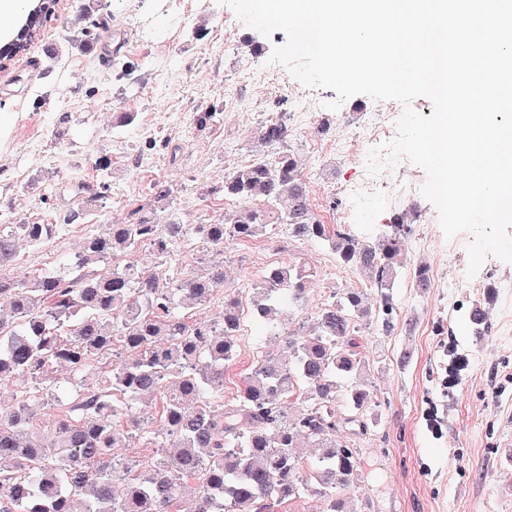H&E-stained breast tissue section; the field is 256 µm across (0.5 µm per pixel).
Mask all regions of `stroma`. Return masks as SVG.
Segmentation results:
<instances>
[{"instance_id":"1","label":"stroma","mask_w":512,"mask_h":512,"mask_svg":"<svg viewBox=\"0 0 512 512\" xmlns=\"http://www.w3.org/2000/svg\"><path fill=\"white\" fill-rule=\"evenodd\" d=\"M229 10L225 0H58L26 53L0 69V113L14 117L0 145V222L62 224L70 212L82 213L42 249L21 247L10 268L15 280L73 258L90 225L128 224L137 209L153 208L151 185L159 179L168 182L182 223L223 217L225 174L262 152L257 131L265 113L288 109L285 97L243 75L244 66L268 61L285 33L267 37L242 24L225 37ZM135 15L147 27L135 26ZM104 41L112 49L107 70L95 57ZM313 95L324 109L288 144L303 162L313 210L330 224L351 203L346 186L362 175L331 143L361 130L380 103L357 95L336 112L326 107L334 90ZM398 212L409 213L411 231L391 325L360 328L376 409L361 427L348 423L344 407L336 409L338 440L362 460V478L349 493L357 512H512V464L505 460L512 454V307L498 286L512 278V263L487 257L466 286H457L467 253L453 251L435 206L400 186L393 197L361 201L351 232L375 240ZM225 254L237 273L194 311L195 321H211L225 296L249 298L255 281L284 260L316 274L306 308L290 323L295 330L333 294L370 286L327 246L280 232L228 241ZM421 266L431 279L423 292L410 284ZM476 305L486 313L479 338L466 319ZM281 347L279 338L245 322L224 375L225 397L236 394L258 354ZM452 347L469 365L450 395L443 379ZM407 350L413 358L405 364ZM433 410L444 420L439 437L426 426Z\"/></svg>"}]
</instances>
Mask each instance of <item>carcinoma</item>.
I'll list each match as a JSON object with an SVG mask.
<instances>
[{"instance_id":"1","label":"carcinoma","mask_w":512,"mask_h":512,"mask_svg":"<svg viewBox=\"0 0 512 512\" xmlns=\"http://www.w3.org/2000/svg\"><path fill=\"white\" fill-rule=\"evenodd\" d=\"M267 152L224 177V197L241 202L213 224L160 223L143 212L130 224H101L64 267L26 282L7 275L20 241L32 249L57 224H0V512H263L270 499L321 495L326 512H354L343 495L361 459L336 442V399L360 417L375 405L361 383L365 361L354 336L359 320L390 326L393 288L407 250L409 217L370 243L315 216L301 164L288 149L286 122L259 129ZM282 228L290 238L325 244L337 261L368 274L377 308L358 291L333 295L302 335L282 330L314 281L301 263L277 267L253 288L252 317L283 337L290 359L257 357L237 394L219 392L241 332L239 301L224 300L215 320L191 321L230 274L224 243ZM155 262L129 259L145 244ZM207 252L211 270L183 265L187 252ZM64 363L69 376L53 369ZM161 401L150 429L132 415ZM71 405L44 429L38 411ZM157 448L142 466L117 452L129 441ZM319 449L304 478L302 446ZM191 495H185L187 483Z\"/></svg>"}]
</instances>
